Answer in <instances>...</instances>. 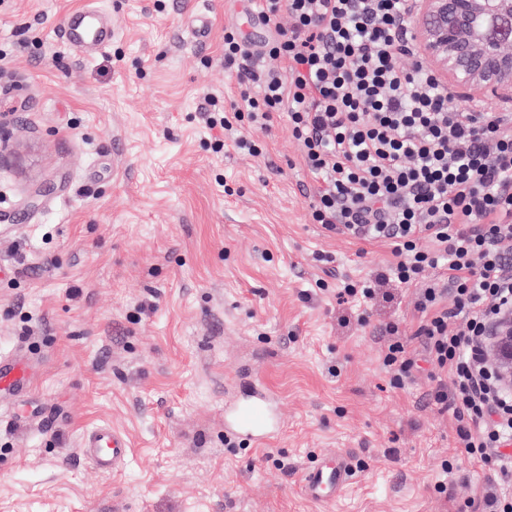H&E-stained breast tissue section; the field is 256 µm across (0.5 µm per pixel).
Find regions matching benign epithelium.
I'll return each instance as SVG.
<instances>
[{
	"label": "benign epithelium",
	"instance_id": "obj_1",
	"mask_svg": "<svg viewBox=\"0 0 512 512\" xmlns=\"http://www.w3.org/2000/svg\"><path fill=\"white\" fill-rule=\"evenodd\" d=\"M413 40L441 84L512 102V0H420ZM488 336L495 372L512 386V311Z\"/></svg>",
	"mask_w": 512,
	"mask_h": 512
}]
</instances>
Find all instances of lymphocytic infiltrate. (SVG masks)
Masks as SVG:
<instances>
[{
	"label": "lymphocytic infiltrate",
	"mask_w": 512,
	"mask_h": 512,
	"mask_svg": "<svg viewBox=\"0 0 512 512\" xmlns=\"http://www.w3.org/2000/svg\"><path fill=\"white\" fill-rule=\"evenodd\" d=\"M413 0H259L269 36L250 45L224 28V66L239 70L237 97L207 98L206 124L244 155L243 127L288 116L318 183L314 223L329 233L391 242L397 257L340 296L372 299L376 286L448 278L422 288L417 335L425 360L448 374L432 397L452 411L467 454L490 471L480 501L457 512H512V394L482 358L487 329L512 308V113L481 112L441 88L425 68L407 71ZM290 25H282L280 14ZM434 247H418L419 239ZM459 326H452V319Z\"/></svg>",
	"instance_id": "f902f5d3"
}]
</instances>
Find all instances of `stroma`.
I'll return each mask as SVG.
<instances>
[{
	"mask_svg": "<svg viewBox=\"0 0 512 512\" xmlns=\"http://www.w3.org/2000/svg\"><path fill=\"white\" fill-rule=\"evenodd\" d=\"M87 4L118 28L89 59L58 37ZM242 23L227 0H0V357L35 363L0 393V512H456L492 478L429 365L391 383L387 324L423 356L419 286L334 296L396 256L313 224L286 115L259 155L216 151L202 109L237 93ZM259 379L282 420L265 442L224 430ZM101 425L132 445L113 473L78 451ZM339 451L354 478L314 503L302 475Z\"/></svg>",
	"mask_w": 512,
	"mask_h": 512,
	"instance_id": "obj_1",
	"label": "stroma"
}]
</instances>
